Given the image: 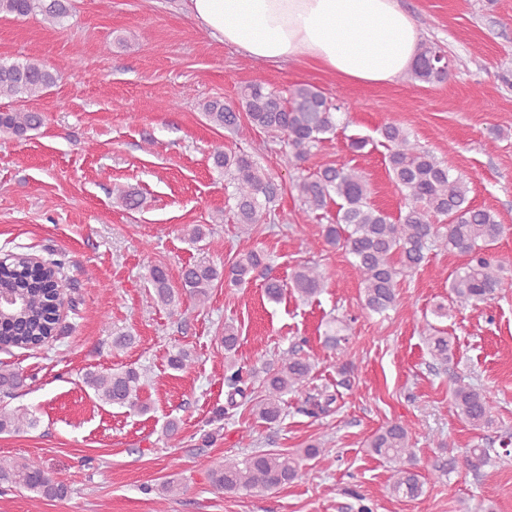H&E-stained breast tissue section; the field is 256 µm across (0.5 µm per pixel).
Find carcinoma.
<instances>
[{
  "mask_svg": "<svg viewBox=\"0 0 512 512\" xmlns=\"http://www.w3.org/2000/svg\"><path fill=\"white\" fill-rule=\"evenodd\" d=\"M71 14V0H0V15L26 18L40 17L41 22L61 26ZM445 57L436 47H421L412 69L414 78L426 82H443L448 78ZM56 71L42 61L27 58L12 63L0 61V97L33 99L41 97L58 80ZM341 106L328 102L318 89L301 85L284 97L262 81H252L241 90L239 106L221 99L207 101L202 108L207 121L229 132H237L241 119L250 125L287 137L289 153L296 164L306 162L313 149L336 130V113ZM43 115L25 108L0 112V132L22 138L38 130ZM388 142V171L392 182L404 196V211L393 220L370 201L371 189L363 171L347 165H326L297 177L293 188L307 212L315 214L334 203V223L323 228L325 242L340 246L353 258L362 285L363 306L377 314L393 307L397 299L398 278L419 268L432 247L468 257L467 262L447 277L448 300L435 305L434 316L449 318L454 312L494 299L504 287L506 262L489 254L505 232L494 213L473 205L469 198L470 177L451 173L447 165L423 148L400 126L388 122L381 128ZM213 164L230 177L233 217L238 224H258L281 193L278 184L250 154L217 150ZM267 255L249 249L223 267L187 265L181 271V284L191 298L203 304L210 290L219 283L239 287L250 280L253 272L267 268ZM59 263L52 260L31 267L20 254L0 259V289L14 291L24 299V308L0 317V346L32 349L40 347L58 334V319L53 302L57 289ZM149 280L157 302L175 304L176 294L166 269L154 266ZM294 291L311 298L324 288L320 271L308 264L299 266L290 277ZM285 284L275 278L264 282L268 300L279 302ZM344 321L333 320L325 336L330 348L343 353L348 338L341 335ZM225 381L230 397H247L248 380L253 374L232 359L239 336L234 326L224 325ZM431 356L449 371L451 397L456 413L474 430L490 428L495 423L491 397L465 377L453 371L454 351L450 336L433 329L428 337ZM194 362L188 350L176 347L169 352L168 366L183 371ZM311 360L291 349L271 360L263 369L260 399L255 401L254 415L266 423L277 421L282 414V397L289 392L305 395L304 413L317 417L329 411L336 396L326 391L312 394L306 390L312 377ZM144 375L134 367L112 372H89L84 384L104 405L148 411L140 402ZM18 371L0 370V389L20 387ZM39 418L28 409L0 408V434H20L36 428ZM368 452L394 464L389 492L397 498L415 499L423 493L424 480L416 470V454L409 428L391 422L369 438ZM323 453L320 444H309L300 456L276 451H255L240 461H219L211 468L214 487L226 493L271 491L292 483L299 477L302 459H314ZM491 461L490 449L479 443L465 449L462 458L454 456L439 464V472H452L458 465L478 473ZM18 487L49 499H64L71 487L53 479L36 460L25 463L0 462V486Z\"/></svg>",
  "mask_w": 512,
  "mask_h": 512,
  "instance_id": "1",
  "label": "carcinoma"
}]
</instances>
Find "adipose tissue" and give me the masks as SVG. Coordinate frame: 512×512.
Returning <instances> with one entry per match:
<instances>
[{
  "mask_svg": "<svg viewBox=\"0 0 512 512\" xmlns=\"http://www.w3.org/2000/svg\"><path fill=\"white\" fill-rule=\"evenodd\" d=\"M210 37L252 59H308L356 84L411 70L420 33L398 0H187Z\"/></svg>",
  "mask_w": 512,
  "mask_h": 512,
  "instance_id": "ef3b65f1",
  "label": "adipose tissue"
}]
</instances>
